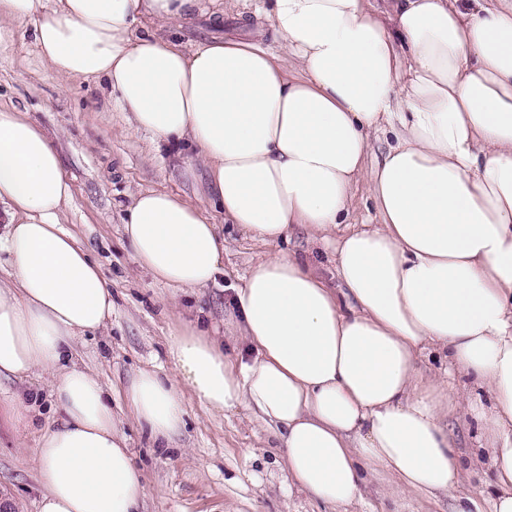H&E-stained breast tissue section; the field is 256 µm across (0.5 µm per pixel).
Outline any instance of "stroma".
Wrapping results in <instances>:
<instances>
[{
    "instance_id": "1",
    "label": "stroma",
    "mask_w": 512,
    "mask_h": 512,
    "mask_svg": "<svg viewBox=\"0 0 512 512\" xmlns=\"http://www.w3.org/2000/svg\"><path fill=\"white\" fill-rule=\"evenodd\" d=\"M0 105L27 113L53 137L72 188L62 226L89 250L112 290L106 328L75 341L73 350L112 391V407L144 473L143 512H452L450 500L400 495L390 477L371 471L365 474L362 499L347 506L287 494L284 450L271 428L243 409L211 413L188 390L180 435L172 447H153L124 402L131 373L147 368L176 378L169 344L173 331L191 322L220 336L225 354L253 358L234 327L230 303L250 265L280 248L307 258L331 282V251L297 226L273 247L225 224L224 271L213 283L192 292L158 283L136 263L121 220L146 190L184 195L207 206L205 172L197 171L192 181L183 175L193 150L156 147L149 134L130 126L127 113L113 109L105 84L56 76L39 58L29 32L10 23L0 26ZM35 446L33 430L0 424V492L13 494L14 512H35Z\"/></svg>"
}]
</instances>
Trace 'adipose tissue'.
<instances>
[{
  "label": "adipose tissue",
  "mask_w": 512,
  "mask_h": 512,
  "mask_svg": "<svg viewBox=\"0 0 512 512\" xmlns=\"http://www.w3.org/2000/svg\"><path fill=\"white\" fill-rule=\"evenodd\" d=\"M282 43L257 32L185 47L167 29L222 26L223 0H0L59 76L106 82L112 106L159 144L198 149L212 210L149 190L122 220L137 263L176 289L224 265L220 223L266 244L292 227L332 246L337 286L279 251L235 297L252 360L193 325L174 367L211 412L244 408L285 448L286 486L331 505L361 496L360 464L454 512H512V0H259ZM395 134L379 159L372 135ZM367 178L376 221L348 228ZM71 197L50 136L0 107V378L47 375L60 413L34 454L37 512H138L142 471L99 376L72 355L105 328L112 293L64 231ZM444 355L442 374L418 361ZM136 421L171 445L180 388L142 369L125 387ZM466 408L492 478L461 490L448 438Z\"/></svg>",
  "instance_id": "ef3b65f1"
}]
</instances>
